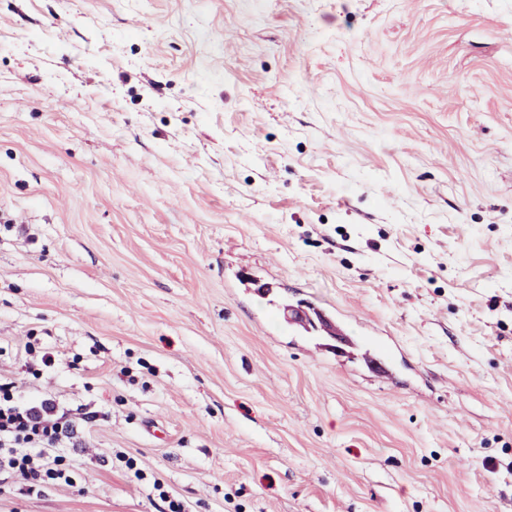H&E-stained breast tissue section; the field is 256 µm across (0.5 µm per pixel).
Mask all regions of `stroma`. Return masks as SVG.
Segmentation results:
<instances>
[{"instance_id": "stroma-1", "label": "stroma", "mask_w": 512, "mask_h": 512, "mask_svg": "<svg viewBox=\"0 0 512 512\" xmlns=\"http://www.w3.org/2000/svg\"><path fill=\"white\" fill-rule=\"evenodd\" d=\"M32 335L95 418L0 512H512V0H0L1 375ZM290 320L298 329L305 332H317L327 336L331 344L325 349L315 346L321 351L331 352L336 356V362L342 364L343 358L357 347V338L350 331V318L334 305L316 300H305L290 305ZM365 375L371 382L396 384L397 378L393 369V363L388 355L371 354L363 355Z\"/></svg>"}]
</instances>
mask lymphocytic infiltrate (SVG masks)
Here are the masks:
<instances>
[{
	"instance_id": "1",
	"label": "lymphocytic infiltrate",
	"mask_w": 512,
	"mask_h": 512,
	"mask_svg": "<svg viewBox=\"0 0 512 512\" xmlns=\"http://www.w3.org/2000/svg\"><path fill=\"white\" fill-rule=\"evenodd\" d=\"M91 419L86 412L60 410L48 395L23 394L18 379L0 378V478L32 491L77 486L78 432Z\"/></svg>"
}]
</instances>
